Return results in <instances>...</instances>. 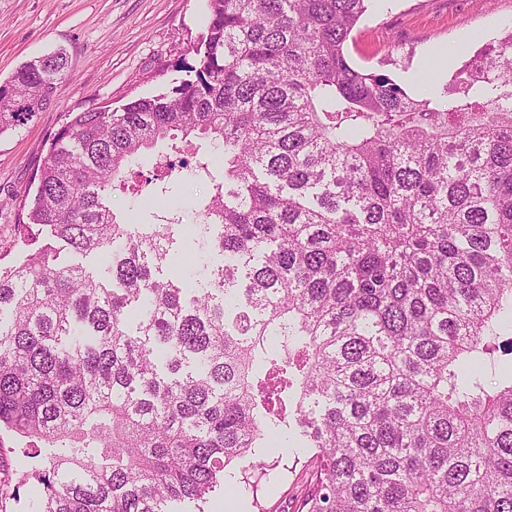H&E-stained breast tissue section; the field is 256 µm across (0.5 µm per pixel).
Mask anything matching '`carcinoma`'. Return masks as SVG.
I'll return each instance as SVG.
<instances>
[{"instance_id": "1", "label": "carcinoma", "mask_w": 512, "mask_h": 512, "mask_svg": "<svg viewBox=\"0 0 512 512\" xmlns=\"http://www.w3.org/2000/svg\"><path fill=\"white\" fill-rule=\"evenodd\" d=\"M207 2L184 76L42 161V244L0 266V512L30 483L32 512H204L259 448L304 455L296 512H512V29L409 92L351 63L371 0ZM70 66L16 67L0 135ZM183 170L210 182L195 289L164 273Z\"/></svg>"}]
</instances>
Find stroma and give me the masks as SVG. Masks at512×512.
<instances>
[{
	"mask_svg": "<svg viewBox=\"0 0 512 512\" xmlns=\"http://www.w3.org/2000/svg\"><path fill=\"white\" fill-rule=\"evenodd\" d=\"M207 0H0V79L56 48L72 68L44 108L0 135V261L20 258L19 205L69 114L110 109L164 91L204 31ZM512 20V0H381L348 42L352 63L393 75L412 92L444 87ZM257 499L269 512L293 506L306 486L291 456L274 460Z\"/></svg>",
	"mask_w": 512,
	"mask_h": 512,
	"instance_id": "obj_1",
	"label": "stroma"
}]
</instances>
